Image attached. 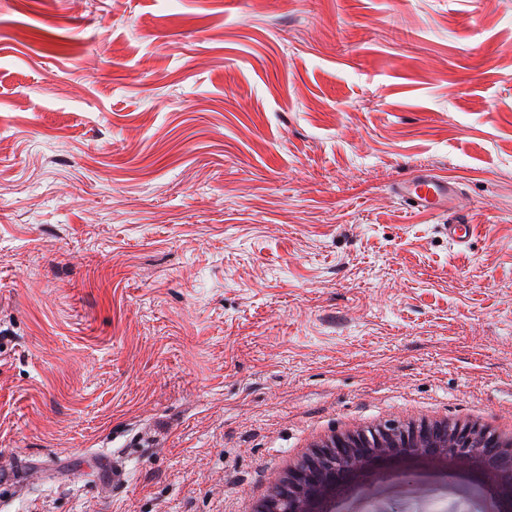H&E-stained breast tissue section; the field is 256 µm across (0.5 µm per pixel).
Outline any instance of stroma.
Returning a JSON list of instances; mask_svg holds the SVG:
<instances>
[{
  "label": "stroma",
  "mask_w": 512,
  "mask_h": 512,
  "mask_svg": "<svg viewBox=\"0 0 512 512\" xmlns=\"http://www.w3.org/2000/svg\"><path fill=\"white\" fill-rule=\"evenodd\" d=\"M411 405L512 422V0H0V512H240ZM393 194L413 211L430 215L459 212L457 184L427 171L414 172L397 182Z\"/></svg>",
  "instance_id": "35a3bbf8"
}]
</instances>
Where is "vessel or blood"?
Wrapping results in <instances>:
<instances>
[{"label": "vessel or blood", "mask_w": 512, "mask_h": 512, "mask_svg": "<svg viewBox=\"0 0 512 512\" xmlns=\"http://www.w3.org/2000/svg\"><path fill=\"white\" fill-rule=\"evenodd\" d=\"M393 194L404 203L413 204L415 211L421 213L436 215L458 211L457 184L426 171L412 173L397 182Z\"/></svg>", "instance_id": "1"}]
</instances>
